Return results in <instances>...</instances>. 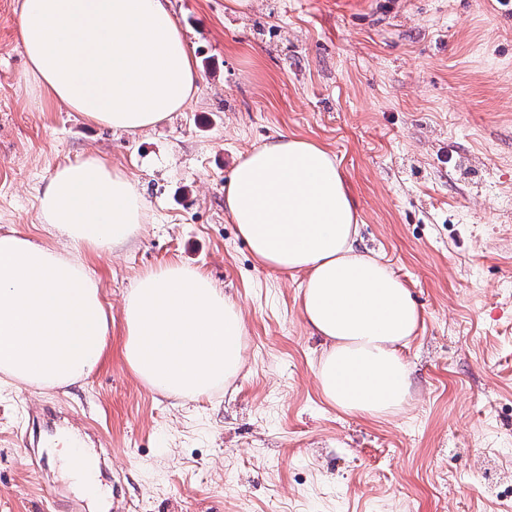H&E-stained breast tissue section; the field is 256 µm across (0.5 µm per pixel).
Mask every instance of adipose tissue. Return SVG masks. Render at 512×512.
<instances>
[{
  "instance_id": "adipose-tissue-1",
  "label": "adipose tissue",
  "mask_w": 512,
  "mask_h": 512,
  "mask_svg": "<svg viewBox=\"0 0 512 512\" xmlns=\"http://www.w3.org/2000/svg\"><path fill=\"white\" fill-rule=\"evenodd\" d=\"M26 81L87 120L131 134L183 111L200 76L168 0H23ZM40 214L76 249L135 240L145 202L98 157L57 168ZM224 206L261 266L306 272L302 313L327 349L324 398L370 418L399 413L410 371L399 349L421 312L392 269L359 252V226L334 154L281 135L234 169ZM122 356L148 389L196 399L244 363L240 306L198 270L148 269L124 298ZM109 321L97 281L58 250L0 234V374L40 388L81 380L103 362Z\"/></svg>"
}]
</instances>
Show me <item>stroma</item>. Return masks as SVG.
Here are the masks:
<instances>
[{
	"label": "stroma",
	"instance_id": "obj_1",
	"mask_svg": "<svg viewBox=\"0 0 512 512\" xmlns=\"http://www.w3.org/2000/svg\"><path fill=\"white\" fill-rule=\"evenodd\" d=\"M169 0L198 64L188 106L130 135L24 81L23 0H0V233L61 247L39 211L59 166L98 156L146 204L131 244L78 258L112 321L66 387L0 381V512H94L51 437L94 453L103 512H512V9L498 0ZM288 133L335 154L360 252L423 321L410 399L347 414L320 393L306 276L260 266L224 211L252 149ZM188 265L241 307V372L195 400L153 392L121 352L143 270Z\"/></svg>",
	"mask_w": 512,
	"mask_h": 512
}]
</instances>
